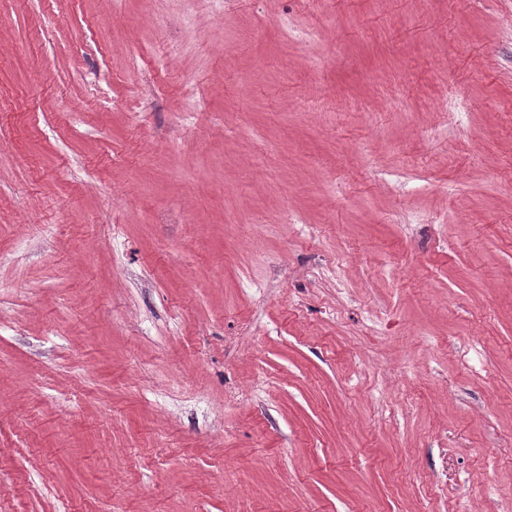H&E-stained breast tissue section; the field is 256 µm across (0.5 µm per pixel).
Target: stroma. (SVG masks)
<instances>
[{"label": "stroma", "instance_id": "stroma-1", "mask_svg": "<svg viewBox=\"0 0 512 512\" xmlns=\"http://www.w3.org/2000/svg\"><path fill=\"white\" fill-rule=\"evenodd\" d=\"M0 512H512V0H0Z\"/></svg>", "mask_w": 512, "mask_h": 512}]
</instances>
